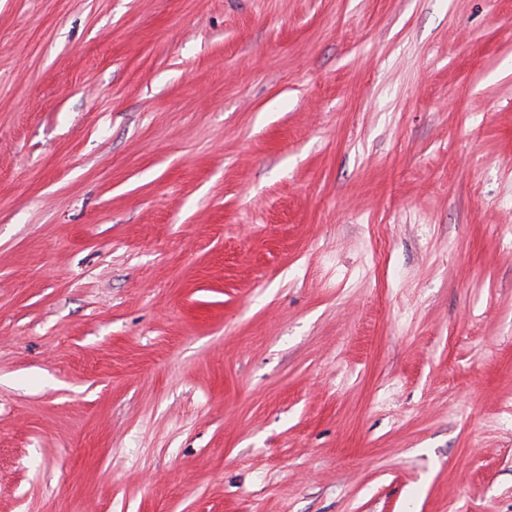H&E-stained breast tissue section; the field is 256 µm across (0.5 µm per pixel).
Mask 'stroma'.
Wrapping results in <instances>:
<instances>
[{
  "label": "stroma",
  "mask_w": 512,
  "mask_h": 512,
  "mask_svg": "<svg viewBox=\"0 0 512 512\" xmlns=\"http://www.w3.org/2000/svg\"><path fill=\"white\" fill-rule=\"evenodd\" d=\"M0 512H512V0H0Z\"/></svg>",
  "instance_id": "stroma-1"
}]
</instances>
